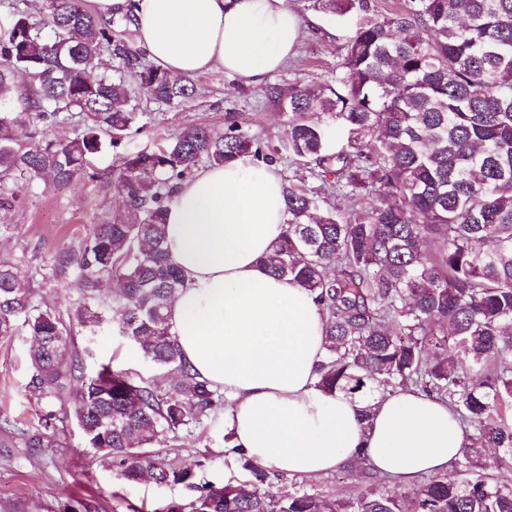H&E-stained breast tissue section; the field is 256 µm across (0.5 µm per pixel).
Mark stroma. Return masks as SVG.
Segmentation results:
<instances>
[{"label": "stroma", "instance_id": "stroma-1", "mask_svg": "<svg viewBox=\"0 0 512 512\" xmlns=\"http://www.w3.org/2000/svg\"><path fill=\"white\" fill-rule=\"evenodd\" d=\"M289 3L306 26L296 61L269 76L262 86L245 84L221 69L197 75L195 97L178 105L152 100L139 83H132V94L146 114L145 132L125 140L118 152L95 155L97 179L80 180L65 190L40 185L13 212L0 214V224L13 227L12 233L0 237V255L46 267L57 249L77 243L94 225L112 217L111 173L120 156L155 148L185 126H220L233 116L246 122L252 133L275 138L284 117L279 104L266 97V86L312 85L326 79L336 68L340 47L366 19L355 11L323 12L315 0ZM30 348V338L23 332L0 339V422L35 431L43 429L47 412H54L64 445L40 452L0 447V512H160L173 501L189 503L199 485L224 481L223 412L182 428L159 448L170 467L195 466V486L158 485L149 480L132 483L109 461L86 448L76 422L65 415L68 398L49 404L28 389ZM83 363L90 372L109 363L146 380L154 374L131 342L108 329L94 337ZM370 474V469L344 464L336 471L308 478L306 485L322 496L333 497L344 490L363 488Z\"/></svg>", "mask_w": 512, "mask_h": 512}]
</instances>
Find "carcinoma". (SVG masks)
<instances>
[{"instance_id":"1","label":"carcinoma","mask_w":512,"mask_h":512,"mask_svg":"<svg viewBox=\"0 0 512 512\" xmlns=\"http://www.w3.org/2000/svg\"><path fill=\"white\" fill-rule=\"evenodd\" d=\"M327 13L370 11L368 0H318ZM135 0L103 20L84 0H43L35 21L21 3L0 22V213L43 181L63 189L94 179L93 155L143 131L126 74L152 99L180 104L193 78L141 59L124 36ZM285 115L273 140L243 122L187 126L155 150L124 158L112 221L58 249L46 271L0 257V338L32 337L29 386L70 390L87 447L129 482L194 486L151 449L210 417L223 394L196 379L170 332L167 310L184 280L165 248L178 185L202 166L283 158L305 172L285 183L288 229L271 274L315 294L327 338L319 386L366 402L413 387L448 400L465 431L463 478L444 474L408 489L375 477L356 494L326 498L303 484L286 495L241 457L249 479L207 483L163 512H512V483L493 481L483 450L512 464V0H400L356 29L335 74L314 85L266 89ZM78 117L80 129H52ZM333 177L356 217L318 211L307 177ZM443 250L430 254L423 241ZM74 277L77 306L35 303L43 281ZM93 339L103 326L130 340L156 375L149 382L102 364L84 372L71 325ZM3 447L59 448L60 433L4 429Z\"/></svg>"}]
</instances>
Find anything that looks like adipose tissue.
Listing matches in <instances>:
<instances>
[{
  "label": "adipose tissue",
  "mask_w": 512,
  "mask_h": 512,
  "mask_svg": "<svg viewBox=\"0 0 512 512\" xmlns=\"http://www.w3.org/2000/svg\"><path fill=\"white\" fill-rule=\"evenodd\" d=\"M131 1L139 44L178 74L221 68L259 84L295 57L303 34L288 0H88L105 18ZM287 222L280 177L246 157L196 171L167 211L165 245L185 278L169 324L193 373L224 394L228 455L244 449L289 477L350 461L401 484L450 472L464 434L446 403L412 388L368 404L320 388L318 306L267 267Z\"/></svg>",
  "instance_id": "1"
}]
</instances>
